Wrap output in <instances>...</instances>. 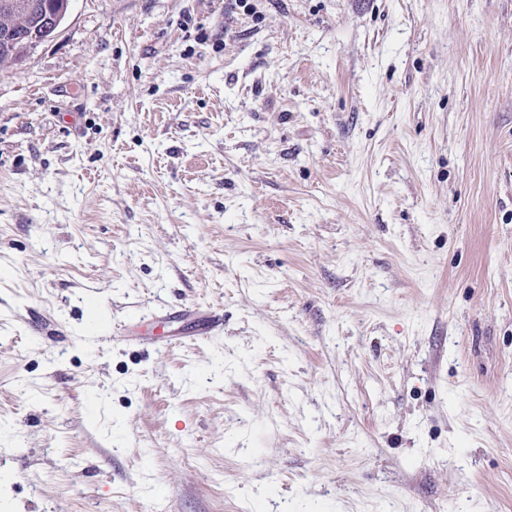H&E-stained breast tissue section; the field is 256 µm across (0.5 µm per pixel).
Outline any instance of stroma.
<instances>
[{"instance_id":"1","label":"stroma","mask_w":512,"mask_h":512,"mask_svg":"<svg viewBox=\"0 0 512 512\" xmlns=\"http://www.w3.org/2000/svg\"><path fill=\"white\" fill-rule=\"evenodd\" d=\"M248 2L0 70V512H512V0Z\"/></svg>"}]
</instances>
